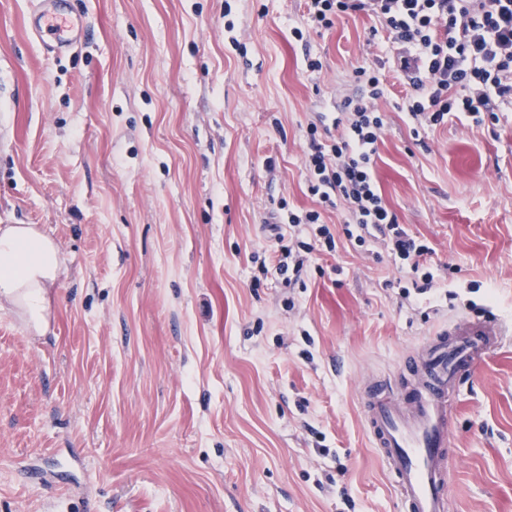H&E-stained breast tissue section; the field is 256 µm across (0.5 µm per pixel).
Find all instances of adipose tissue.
<instances>
[{"label":"adipose tissue","mask_w":512,"mask_h":512,"mask_svg":"<svg viewBox=\"0 0 512 512\" xmlns=\"http://www.w3.org/2000/svg\"><path fill=\"white\" fill-rule=\"evenodd\" d=\"M60 269L59 247L44 230L0 225V310L16 311L40 335L48 330L50 290Z\"/></svg>","instance_id":"adipose-tissue-1"}]
</instances>
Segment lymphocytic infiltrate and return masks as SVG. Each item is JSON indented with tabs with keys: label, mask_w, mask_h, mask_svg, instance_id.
<instances>
[{
	"label": "lymphocytic infiltrate",
	"mask_w": 512,
	"mask_h": 512,
	"mask_svg": "<svg viewBox=\"0 0 512 512\" xmlns=\"http://www.w3.org/2000/svg\"><path fill=\"white\" fill-rule=\"evenodd\" d=\"M307 7L311 21L327 29L341 16L366 12L393 50L392 64L378 59L353 69L366 91L344 101L334 136L321 138L317 125L308 127L309 191L321 207L340 210L349 239L361 247L382 243L397 268L413 274L415 293L427 294L434 285L425 265L431 249L400 224L376 184L377 143L385 128L376 102L388 91L390 70L409 87L402 110L415 126L452 117L496 120V104L512 106V0H307ZM320 209L289 212L287 224L276 225L268 261L280 274L301 276L308 254L335 249ZM303 224L312 226L311 236L286 243L288 226Z\"/></svg>",
	"instance_id": "1"
}]
</instances>
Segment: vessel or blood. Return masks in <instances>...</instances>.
Masks as SVG:
<instances>
[{
	"label": "vessel or blood",
	"instance_id": "vessel-or-blood-1",
	"mask_svg": "<svg viewBox=\"0 0 512 512\" xmlns=\"http://www.w3.org/2000/svg\"><path fill=\"white\" fill-rule=\"evenodd\" d=\"M32 28L53 52L84 33L82 17L63 13L58 0H39ZM509 338L512 323L492 314H464L420 341L409 384L382 379L366 385L367 428L397 478L402 512H448L452 396L463 378Z\"/></svg>",
	"mask_w": 512,
	"mask_h": 512
}]
</instances>
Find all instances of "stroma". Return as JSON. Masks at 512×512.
<instances>
[{
	"instance_id": "obj_1",
	"label": "stroma",
	"mask_w": 512,
	"mask_h": 512,
	"mask_svg": "<svg viewBox=\"0 0 512 512\" xmlns=\"http://www.w3.org/2000/svg\"><path fill=\"white\" fill-rule=\"evenodd\" d=\"M37 2L0 0V224L46 231L64 274L45 335L0 311V512H399L363 384L456 315L512 321V107L416 135L390 79L375 178L434 287L403 298L331 208L335 251L291 287L259 259L285 209L315 205L306 130L385 55L377 21L69 0L87 36L49 53ZM451 416L449 512H512V341Z\"/></svg>"
}]
</instances>
